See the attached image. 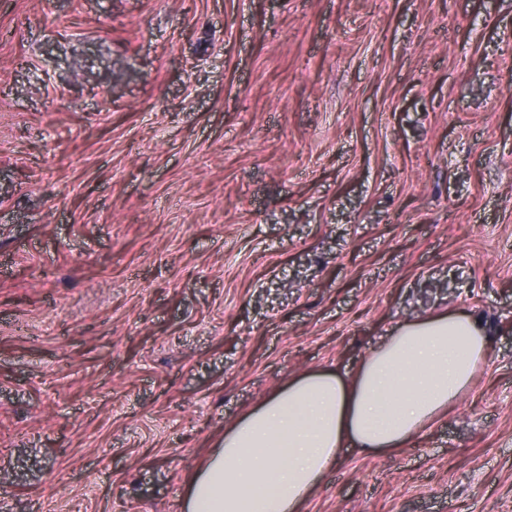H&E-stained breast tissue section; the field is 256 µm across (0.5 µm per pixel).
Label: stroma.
I'll use <instances>...</instances> for the list:
<instances>
[{
  "label": "stroma",
  "mask_w": 512,
  "mask_h": 512,
  "mask_svg": "<svg viewBox=\"0 0 512 512\" xmlns=\"http://www.w3.org/2000/svg\"><path fill=\"white\" fill-rule=\"evenodd\" d=\"M490 350L306 512H512V0H0V512H182L400 322Z\"/></svg>",
  "instance_id": "1"
}]
</instances>
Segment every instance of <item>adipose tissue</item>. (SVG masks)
<instances>
[{
    "instance_id": "adipose-tissue-1",
    "label": "adipose tissue",
    "mask_w": 512,
    "mask_h": 512,
    "mask_svg": "<svg viewBox=\"0 0 512 512\" xmlns=\"http://www.w3.org/2000/svg\"><path fill=\"white\" fill-rule=\"evenodd\" d=\"M489 345L474 314L428 315L384 337L353 377H298L225 431L190 481L186 512H304L341 448L407 445L472 387Z\"/></svg>"
}]
</instances>
